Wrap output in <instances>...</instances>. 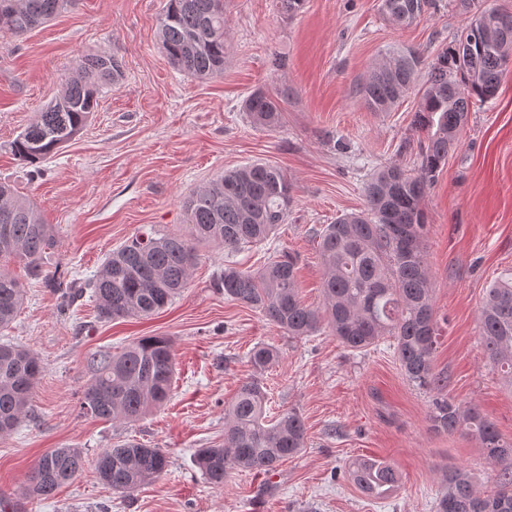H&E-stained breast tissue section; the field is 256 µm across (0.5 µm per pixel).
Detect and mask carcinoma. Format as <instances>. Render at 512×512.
<instances>
[{"mask_svg": "<svg viewBox=\"0 0 512 512\" xmlns=\"http://www.w3.org/2000/svg\"><path fill=\"white\" fill-rule=\"evenodd\" d=\"M69 0H0V29L19 37L50 21ZM475 0H457L469 19L460 37L424 63L420 51L392 50L370 68L359 92L377 112L389 111L426 80L414 114L416 131L429 134L419 147L418 171L387 166L370 174L366 208L345 213L319 233L324 268L323 306L303 304L298 293L296 259L273 256L257 272L224 266L213 287L251 306L280 331L307 337L329 326L352 350L389 336L400 366L417 388L434 393L433 426L447 434L467 430L476 436L497 468L498 488L484 492L464 469L445 475L446 491L435 512H512V446L476 406L462 407L441 392L433 370L437 320L430 268L424 251L427 217L422 207L448 152L468 122L472 100L495 98L502 78L512 70V11L473 8ZM434 0H382L385 16L398 26L421 19ZM159 42L171 64L197 80L224 74V0H167L159 21ZM123 77L121 61L106 53L82 56L75 74L62 80L61 93L10 144L23 164H36L57 153L86 125L97 108L99 90ZM284 92L254 91L244 103L250 121L274 130L283 123ZM293 187L286 175L266 162L224 172L193 190L182 201L185 234L150 226L107 254L99 271L84 283L93 290L99 315L108 320L148 317L170 305L185 288L198 261L196 244L216 243L227 250L268 241L288 223ZM11 220L0 229V260L24 263L28 276L46 278L53 225L37 204L0 184V213ZM23 303L22 284L0 269V329L8 328ZM482 343L494 369L512 384V278L487 290L480 310ZM278 361L269 344L255 346L249 362L259 373ZM91 381L81 408L103 420H133L163 404L175 380L174 343L168 336H144L120 352H98L88 359ZM43 373L31 351L0 343V435L15 429L31 410L33 388ZM268 397L258 377L244 381L224 409V442L199 448L196 464L217 487L231 470L270 472L305 447L306 428L291 409L269 416ZM159 448L136 442L116 444L96 460L99 480L113 492L130 494L168 467ZM84 466L83 452L53 448L35 462L24 485L26 497L48 499ZM350 481L362 493L382 499L400 483L387 461L360 458L348 465Z\"/></svg>", "mask_w": 512, "mask_h": 512, "instance_id": "obj_1", "label": "carcinoma"}]
</instances>
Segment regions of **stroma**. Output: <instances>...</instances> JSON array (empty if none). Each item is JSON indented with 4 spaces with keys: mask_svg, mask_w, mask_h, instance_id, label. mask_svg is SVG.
<instances>
[{
    "mask_svg": "<svg viewBox=\"0 0 512 512\" xmlns=\"http://www.w3.org/2000/svg\"><path fill=\"white\" fill-rule=\"evenodd\" d=\"M436 4L399 28L383 15L381 0H304L292 16L278 0H226L227 62L223 78L213 81L179 72L162 50L157 29L166 0H74L24 36L0 34V182L32 199L54 226L48 269L58 282L48 287L29 279L23 263L5 264L25 296L0 342L32 351L45 371L30 416L0 437V508L18 502L23 512H434L450 468L468 470L480 489L494 490L480 441L432 428V397L407 379L392 338L353 351L326 328L292 337L212 286L227 263L254 270L285 251L298 258L302 301L321 305L324 225L364 209L374 169L414 172L420 164L412 126L418 93L375 112L358 87L389 49L417 48L431 59L454 43L466 18L456 0ZM91 52L118 56L123 80L102 90L85 127L55 155L36 167L17 161L10 142ZM277 57L286 60L278 70ZM258 89L287 91L278 129L255 127L244 112ZM254 161L276 165L294 186L288 222L275 237L232 254L199 247L187 288L149 317L106 321L90 291L69 297L70 283L92 278L142 227L186 232L183 198ZM423 208L439 330L434 370L447 379V397L476 405L512 442V386L492 368L479 336L487 289L512 275V72L495 99L470 112ZM143 336L174 342L169 400L132 421L83 414L87 358ZM259 343L279 352L263 375L269 408L296 410L306 445L273 472L236 471L216 488L194 455L222 441L224 406L252 376L247 354ZM128 440L162 449L169 466L121 496L99 482L95 460ZM67 446L83 451L82 472L50 499H26L34 463ZM357 457L385 459L400 472L390 497L372 499L348 481L345 469Z\"/></svg>",
    "mask_w": 512,
    "mask_h": 512,
    "instance_id": "1",
    "label": "stroma"
}]
</instances>
